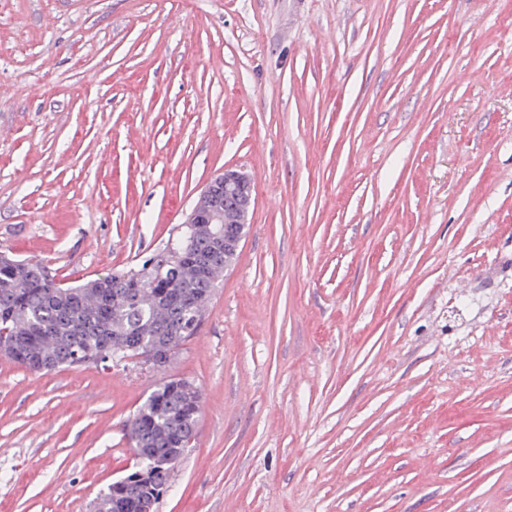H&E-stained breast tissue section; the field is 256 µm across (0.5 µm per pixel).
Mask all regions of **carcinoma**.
Masks as SVG:
<instances>
[{
  "label": "carcinoma",
  "mask_w": 512,
  "mask_h": 512,
  "mask_svg": "<svg viewBox=\"0 0 512 512\" xmlns=\"http://www.w3.org/2000/svg\"><path fill=\"white\" fill-rule=\"evenodd\" d=\"M250 209L251 200L224 196L214 185L205 214L224 208ZM218 239L191 237L183 228L176 253L163 248L144 264L125 272L97 274L72 285L55 281L42 262L0 254V355L34 372L102 364L104 356L169 360L191 335L187 325L202 321L218 287L215 271L237 258L224 252V233L237 224L216 225ZM190 381L159 382L125 424L126 435L140 449L137 470L145 476L113 482L95 500L105 512H137L142 500H159L169 486L161 463L172 448L196 438L201 400L187 401Z\"/></svg>",
  "instance_id": "obj_1"
}]
</instances>
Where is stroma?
Instances as JSON below:
<instances>
[{"mask_svg":"<svg viewBox=\"0 0 512 512\" xmlns=\"http://www.w3.org/2000/svg\"><path fill=\"white\" fill-rule=\"evenodd\" d=\"M249 174L162 368L0 358V512H88L160 380L158 512H512V0H0V251L67 283ZM186 384L194 386L183 378L159 382L126 421V435L134 451L137 448L141 451L140 455L136 454L139 466L132 473L141 471L145 476L122 484L112 482L103 488L93 501H101L107 508L104 512H137L139 502L151 498L157 501V509L159 495L171 482L167 466H161V463L172 448H185L166 462L172 475L186 448L195 443L201 400L199 390L194 386L196 402L192 405L187 401L183 390Z\"/></svg>","mask_w":512,"mask_h":512,"instance_id":"1","label":"stroma"}]
</instances>
